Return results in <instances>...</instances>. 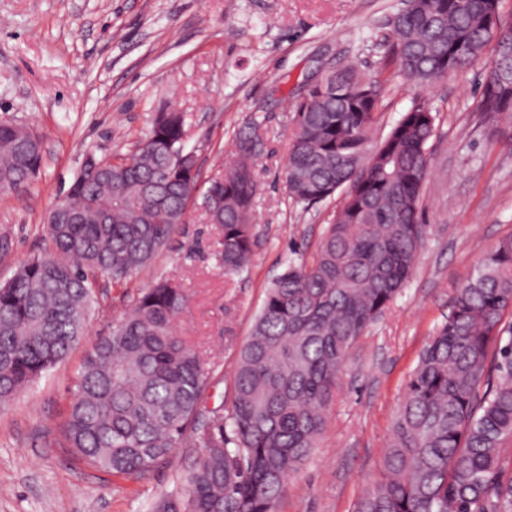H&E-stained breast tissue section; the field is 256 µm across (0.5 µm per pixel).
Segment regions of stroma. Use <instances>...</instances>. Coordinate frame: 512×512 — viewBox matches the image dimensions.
Listing matches in <instances>:
<instances>
[{
    "instance_id": "35a3bbf8",
    "label": "stroma",
    "mask_w": 512,
    "mask_h": 512,
    "mask_svg": "<svg viewBox=\"0 0 512 512\" xmlns=\"http://www.w3.org/2000/svg\"><path fill=\"white\" fill-rule=\"evenodd\" d=\"M401 0H0V122L42 136L41 173L22 193H0V284L52 252L48 213L87 152L126 150L152 113L186 112L185 146L207 186L234 158L236 135L258 123L257 243L249 267L225 275L219 237L188 210L134 278L97 275L87 334L54 369L0 408V512H158L181 500L179 449L141 478L81 464L61 438L76 373L137 293L180 282L190 306L176 324L218 366L207 407L231 403L237 352L267 287L288 261H310L339 201L303 210L287 202L283 169L290 115L331 64L355 62L381 83L378 134L412 103L436 112L422 188L426 243L403 292L352 347L319 445L283 485L278 512H354L378 475L392 419L420 350L448 314L455 289L496 241L512 235V147L490 138L479 112L487 59L429 85L405 78L390 51Z\"/></svg>"
}]
</instances>
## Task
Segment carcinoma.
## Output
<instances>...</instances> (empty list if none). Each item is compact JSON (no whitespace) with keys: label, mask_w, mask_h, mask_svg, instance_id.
<instances>
[{"label":"carcinoma","mask_w":512,"mask_h":512,"mask_svg":"<svg viewBox=\"0 0 512 512\" xmlns=\"http://www.w3.org/2000/svg\"><path fill=\"white\" fill-rule=\"evenodd\" d=\"M500 0H403L391 26L399 70L426 85L494 46L480 112L512 146V19ZM380 82L332 67L291 100L284 176L305 209L341 194L309 263L288 262L267 289L238 351L233 409L202 401L215 364L176 332L189 296L164 280L140 293L81 364L62 424L73 455L116 477H141L179 447L201 449L181 507L162 512H276L287 477L324 431L353 344L403 291L426 237L421 189L436 117L415 102L376 139ZM184 112H157L144 136L68 199L80 219L51 224L53 252L0 286V406L57 366L84 335L95 295L89 273L116 286L184 222L196 161L174 156ZM256 127L204 191L224 273H242L256 244ZM43 164L33 131L0 123V189L30 187ZM512 236L500 239L456 289L448 316L419 354L379 475L355 512H512L501 452L512 441ZM509 339H504V335Z\"/></svg>","instance_id":"carcinoma-1"}]
</instances>
